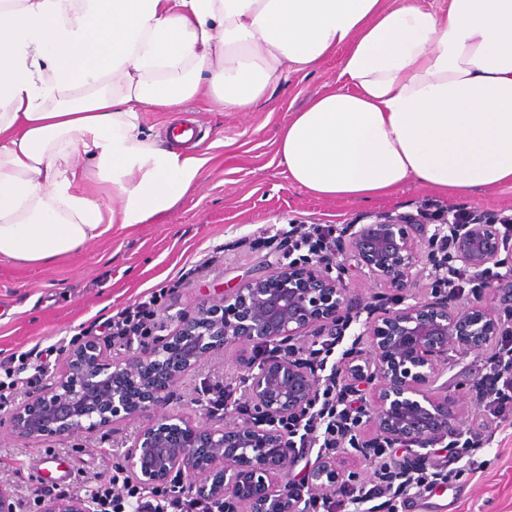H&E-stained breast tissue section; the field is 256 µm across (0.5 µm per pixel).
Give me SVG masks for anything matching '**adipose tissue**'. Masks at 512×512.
<instances>
[{
	"label": "adipose tissue",
	"instance_id": "obj_1",
	"mask_svg": "<svg viewBox=\"0 0 512 512\" xmlns=\"http://www.w3.org/2000/svg\"><path fill=\"white\" fill-rule=\"evenodd\" d=\"M336 53L335 84L278 140L295 185L369 201L512 184V0H0V259L52 262L193 192L206 155L161 146L142 107L243 112Z\"/></svg>",
	"mask_w": 512,
	"mask_h": 512
}]
</instances>
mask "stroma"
<instances>
[{
	"label": "stroma",
	"instance_id": "obj_1",
	"mask_svg": "<svg viewBox=\"0 0 512 512\" xmlns=\"http://www.w3.org/2000/svg\"><path fill=\"white\" fill-rule=\"evenodd\" d=\"M337 56L319 67L288 73L246 112H218L204 101L177 112L142 109L147 133L171 146L168 127L195 123L210 148L200 183L167 216L153 224L88 241L74 255L54 264L29 266L0 260V358L30 350L95 338L110 354L122 355L106 328L112 316L146 291L158 296V314L173 315L200 300H218L276 262L268 243L291 224L364 222L376 212L413 213L417 208L463 207L477 213L512 214V186H500L467 198H454L409 183L372 201L324 200L294 185L275 159L277 140L291 114L335 82ZM492 351L449 355L448 369L436 384L455 400L464 430H481L485 445L474 456L476 470L459 481L430 480L428 502L450 505L452 512H512V426L481 428L483 408L475 385ZM253 345H236L179 380L169 395L171 409L191 413L206 403V390L222 383L243 397L247 367L259 364ZM9 409L0 410V461L12 475H0L17 494L38 485L39 459L62 458L109 479L112 449L131 443L145 426L139 418L71 438L21 440L14 436ZM392 460L390 453L369 459L351 446L336 451V465L359 476L369 489Z\"/></svg>",
	"mask_w": 512,
	"mask_h": 512
}]
</instances>
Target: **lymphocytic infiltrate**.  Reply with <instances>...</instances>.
Instances as JSON below:
<instances>
[{
  "label": "lymphocytic infiltrate",
  "instance_id": "lymphocytic-infiltrate-1",
  "mask_svg": "<svg viewBox=\"0 0 512 512\" xmlns=\"http://www.w3.org/2000/svg\"><path fill=\"white\" fill-rule=\"evenodd\" d=\"M338 227L333 224H293L281 236L289 252L304 249L332 252L336 249ZM158 298L155 293L141 295L132 305L125 307L112 319V341L128 344L146 336L153 320ZM48 366L42 352L29 350L18 356L0 359V371L6 376L0 384V404L8 402L12 389L19 383V376L26 368L45 372ZM478 393L485 410L495 423H512V332L506 331L498 340V352L484 366L477 380ZM297 443L302 448H315L319 453H335L346 435L345 421L336 418V385L333 375L322 380L318 407L312 408L308 417L296 426ZM421 475L403 479L388 473L380 485L368 491L347 489L340 494L306 495L303 482L293 485L295 492L304 493L302 512H376L385 508L394 512L395 499L410 495L424 487ZM97 504L96 512H224L223 505L187 492L175 498L159 497L156 491L137 488L126 476L117 473L109 480L90 478L85 488Z\"/></svg>",
  "mask_w": 512,
  "mask_h": 512
}]
</instances>
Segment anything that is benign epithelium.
<instances>
[{
    "label": "benign epithelium",
    "instance_id": "1",
    "mask_svg": "<svg viewBox=\"0 0 512 512\" xmlns=\"http://www.w3.org/2000/svg\"><path fill=\"white\" fill-rule=\"evenodd\" d=\"M366 224H348L336 254L280 261L218 302L199 301L155 324L156 335L122 357L109 355L89 338L68 354L48 383L25 393L10 412L13 432L23 439L88 434L145 414L150 423L117 453L121 471L141 487L178 494L192 490L226 505L225 512H302L289 492L291 470L301 449L291 435L294 420L313 405L320 376L300 356L295 340L307 333L340 336L367 314L360 335L343 357L344 392H371L353 418L371 426V443L354 447L370 456L397 445L428 449L462 430L448 395L433 392L448 353L482 352L512 330V244L497 224L512 215L479 213L456 227L448 212L374 213ZM438 225L434 231L428 226ZM458 263L475 273L490 267L507 272L488 284L499 301L491 309L477 295L460 304L448 283L434 276L431 295L417 297L427 266L438 272ZM359 271L389 290L378 303L362 306L347 284ZM250 343L269 348L246 376L241 416L227 427L211 415L192 419L166 410L173 385L225 347ZM354 476L324 455L306 471L312 493L353 485ZM0 512H18L11 486L0 483ZM43 512H93L84 497H51Z\"/></svg>",
    "mask_w": 512,
    "mask_h": 512
}]
</instances>
